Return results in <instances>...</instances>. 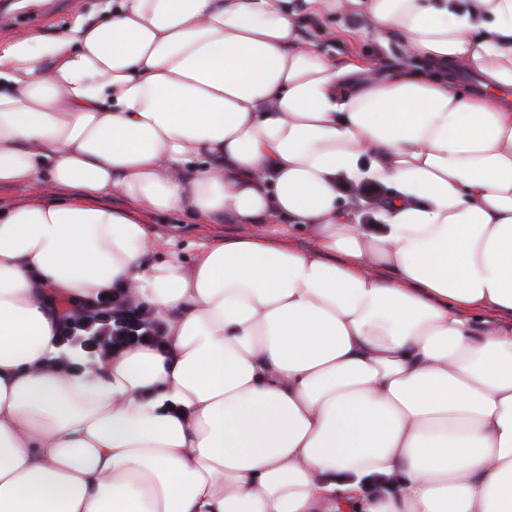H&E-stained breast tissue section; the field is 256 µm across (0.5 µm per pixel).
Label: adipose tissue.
<instances>
[{
	"mask_svg": "<svg viewBox=\"0 0 512 512\" xmlns=\"http://www.w3.org/2000/svg\"><path fill=\"white\" fill-rule=\"evenodd\" d=\"M0 187V512H512V0H105L0 42ZM112 287L162 348L58 343ZM302 24L316 46L322 52L336 57L341 63L348 60L378 59L382 65H386L401 54V48L395 41L384 47L375 37L360 35L357 31L358 21L344 15L322 21L314 18L302 19ZM326 27L332 28L331 38L322 35V30ZM346 192L357 198H364L368 200V205L363 211L362 223L372 224L375 223L372 214L375 210L376 202L380 197L388 192V188L384 186H371L368 183L350 184ZM143 219L151 224L164 243V251L176 250L184 255V263L190 267L197 251V245L214 239L232 237L239 231L236 224H187L185 220L172 215L150 213Z\"/></svg>",
	"mask_w": 512,
	"mask_h": 512,
	"instance_id": "ef3b65f1",
	"label": "adipose tissue"
}]
</instances>
